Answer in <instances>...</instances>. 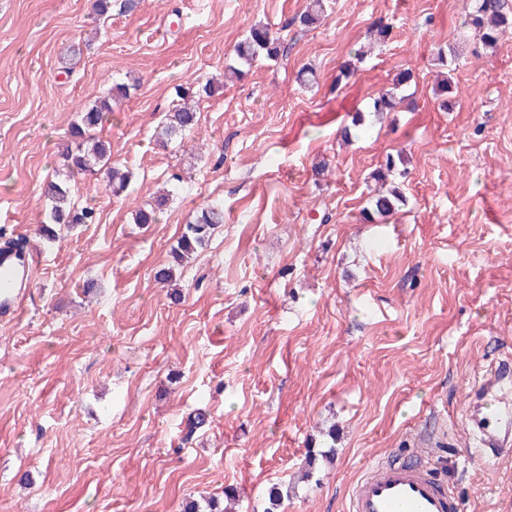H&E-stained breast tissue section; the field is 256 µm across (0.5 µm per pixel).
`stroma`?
Instances as JSON below:
<instances>
[{
    "instance_id": "stroma-1",
    "label": "stroma",
    "mask_w": 512,
    "mask_h": 512,
    "mask_svg": "<svg viewBox=\"0 0 512 512\" xmlns=\"http://www.w3.org/2000/svg\"><path fill=\"white\" fill-rule=\"evenodd\" d=\"M307 3L116 2L96 22L93 0H0V230L41 257L21 315L0 321V512H182L228 488L235 512H264L276 484L293 488L279 512H348L369 465L418 453L463 512H512V460L479 459L465 419L470 391L512 357V31L480 48L460 28L465 0H327L305 28ZM258 22L286 56L255 61L202 100L194 129L158 141L177 86L222 76ZM377 22L388 41L339 79ZM406 68L411 107L367 114L344 143ZM117 81L129 95L97 135L131 182H72L97 221L45 240L42 186ZM399 150L405 202L363 222L372 175ZM166 188L158 223H135ZM214 201L224 222L172 301L155 273Z\"/></svg>"
}]
</instances>
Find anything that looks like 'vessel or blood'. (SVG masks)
Returning a JSON list of instances; mask_svg holds the SVG:
<instances>
[{
    "label": "vessel or blood",
    "mask_w": 512,
    "mask_h": 512,
    "mask_svg": "<svg viewBox=\"0 0 512 512\" xmlns=\"http://www.w3.org/2000/svg\"><path fill=\"white\" fill-rule=\"evenodd\" d=\"M40 265L37 253L0 256V320H15ZM483 452L493 459L512 456V413L469 416ZM349 512H461L455 492L431 469L409 462L371 465L348 492Z\"/></svg>",
    "instance_id": "1"
}]
</instances>
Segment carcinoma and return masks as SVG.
<instances>
[{"instance_id":"cac0c4a2","label":"carcinoma","mask_w":512,"mask_h":512,"mask_svg":"<svg viewBox=\"0 0 512 512\" xmlns=\"http://www.w3.org/2000/svg\"><path fill=\"white\" fill-rule=\"evenodd\" d=\"M323 15V0H309L306 10L300 17V23L304 27H312ZM461 26L465 28V31L477 36L483 47H496L500 35L506 30L512 29V0H470V6L462 16ZM280 53L281 43L271 37L267 25L261 22L252 25L246 37L235 46L236 59L247 65L252 64L259 57L275 59L280 56ZM455 56L456 51L451 49L449 54L438 57L440 65L447 70L445 78L439 86L441 95L447 93L451 86L452 72L455 71ZM412 81V71L406 69L398 72L393 78V86L390 89L380 91L371 98L368 111L375 114L395 111L399 103L396 91L408 86ZM218 90L219 86L213 79L198 87H178L177 95L180 98V103L172 111L166 113L159 137L163 140H171L193 128L197 123L196 101L203 97H211ZM128 94V85L113 84L107 96L95 100L91 106L85 108L80 114L79 121L71 125L69 136L75 148L66 149L65 172L56 173L55 179L48 181L43 188L48 208L40 232L47 238L55 237V231L51 228L53 224L95 223V208L89 204L79 206L72 200L70 180L79 174L92 173L98 166L108 162L111 146L96 137L93 131L102 127L111 114L112 102L123 99ZM402 165H404L402 154L389 155L373 175V179L377 182H384L388 177L397 173L398 168ZM106 178L112 191L120 193L124 191L129 175L122 168L114 165L107 168ZM165 202L166 198L162 197L155 200V203L136 210L135 223L152 224L156 222L157 211L163 207ZM401 202H403L401 188L394 185L388 193H378L371 197L369 206L362 211V219L370 223L381 221ZM222 223H224L222 204L213 202L202 207L194 219L184 225L177 245L171 250L173 263L156 272L157 280L173 281L174 265L204 247L215 226ZM287 496L288 490L284 487H271L268 491V507L265 512H278Z\"/></svg>"}]
</instances>
